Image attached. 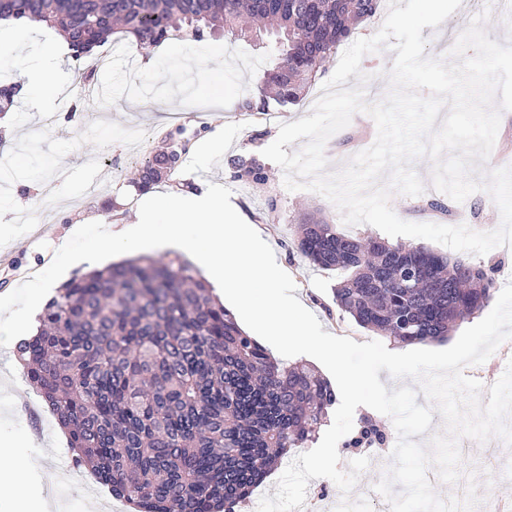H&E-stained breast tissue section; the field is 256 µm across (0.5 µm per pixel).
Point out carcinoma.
Here are the masks:
<instances>
[{"mask_svg":"<svg viewBox=\"0 0 512 512\" xmlns=\"http://www.w3.org/2000/svg\"><path fill=\"white\" fill-rule=\"evenodd\" d=\"M379 8L380 0H0V20L45 24L78 63L115 34L148 55L186 31H263L280 44V61L260 95L237 105L263 114L271 100L298 104ZM192 145L168 135L134 185L145 192L172 178ZM235 165L239 178L268 184L258 159ZM419 207L448 211L443 194ZM294 246L309 263L343 272L338 308L397 344L444 340L495 290L464 257L341 234L314 217L297 225ZM38 321V333L17 345L26 380L67 433L72 467L137 512H235L289 449L317 441L336 403L328 380L275 359L180 257L159 264L142 255L73 278ZM384 439L364 421L348 446Z\"/></svg>","mask_w":512,"mask_h":512,"instance_id":"1","label":"carcinoma"}]
</instances>
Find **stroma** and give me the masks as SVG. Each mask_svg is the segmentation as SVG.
Listing matches in <instances>:
<instances>
[{"label": "stroma", "mask_w": 512, "mask_h": 512, "mask_svg": "<svg viewBox=\"0 0 512 512\" xmlns=\"http://www.w3.org/2000/svg\"><path fill=\"white\" fill-rule=\"evenodd\" d=\"M488 13L490 39L512 42V12L499 0H462L460 8L438 28H424L426 55L442 57L470 21ZM52 31L43 26L33 33L0 26V43H15L17 54L0 55V80L20 76L21 64L44 60L42 42ZM183 42L169 40L151 56L132 50L126 40L113 38L112 66L98 72L97 81L110 90L108 100L93 103L65 119L57 106L55 126L46 128L40 113L28 102L9 112L5 131L11 149L0 156V295L14 290L29 275L47 268L61 244L84 223L98 221L119 227L134 223L143 200L131 179L166 134L182 123L194 133V145L179 172L156 184L159 193L188 195L204 184L219 183L232 192L238 214L271 246L275 257L296 284L295 295L312 312L324 331L363 343L374 333L343 314L333 301L339 272L309 265L295 250L296 216L320 211L345 234L377 235L368 224L348 225L324 196L288 191L284 172L268 163L270 181L260 189L235 176L237 158L260 155L277 137L280 124L308 116L322 91L309 90L303 101L274 119L239 112L240 99L257 94L266 70L279 61L274 42L243 38L221 31L206 34L196 51L183 52ZM223 150L207 154L214 138ZM100 188L87 198L89 184ZM278 201L276 212L266 207L267 196ZM458 223L486 232L500 224L499 211L489 193L480 190L460 205ZM15 345L0 348V440L27 434L23 449L25 473L39 493L42 512H110L111 495L86 471L69 462L64 431L50 418V410L30 386L15 359ZM462 473H475L479 488L512 496V448L491 452L489 444H468L462 450Z\"/></svg>", "instance_id": "obj_1"}]
</instances>
